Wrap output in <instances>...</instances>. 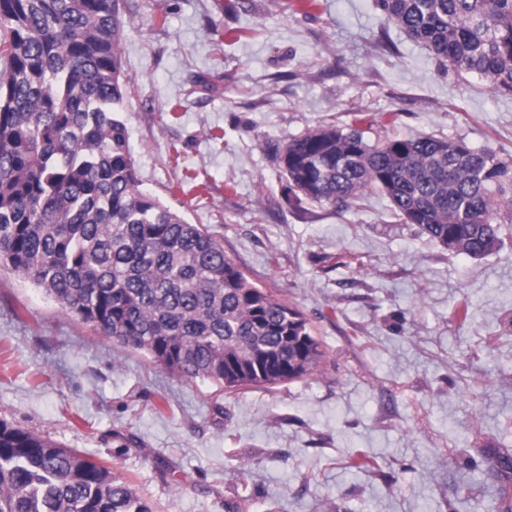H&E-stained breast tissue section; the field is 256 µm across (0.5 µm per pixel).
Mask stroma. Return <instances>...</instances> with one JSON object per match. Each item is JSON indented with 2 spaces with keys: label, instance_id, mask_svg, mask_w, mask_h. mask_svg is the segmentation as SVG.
I'll list each match as a JSON object with an SVG mask.
<instances>
[{
  "label": "stroma",
  "instance_id": "1",
  "mask_svg": "<svg viewBox=\"0 0 512 512\" xmlns=\"http://www.w3.org/2000/svg\"><path fill=\"white\" fill-rule=\"evenodd\" d=\"M121 114L144 191L204 225L325 353L219 392L114 344L0 266V419L74 448L153 512H470L512 501V224L474 259L385 197L297 210L273 157L322 125L512 160V94L441 70L376 0H121ZM378 467L360 471L358 455Z\"/></svg>",
  "mask_w": 512,
  "mask_h": 512
}]
</instances>
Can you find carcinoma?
Segmentation results:
<instances>
[{
    "label": "carcinoma",
    "instance_id": "obj_1",
    "mask_svg": "<svg viewBox=\"0 0 512 512\" xmlns=\"http://www.w3.org/2000/svg\"><path fill=\"white\" fill-rule=\"evenodd\" d=\"M441 69L512 93V0H376ZM120 0H0V264L122 347L217 391L312 374L302 315L201 224L141 190L120 119ZM288 203L380 193L430 240L480 258L512 221V162L464 140L319 126L275 149ZM0 512H152L98 462L0 419Z\"/></svg>",
    "mask_w": 512,
    "mask_h": 512
}]
</instances>
